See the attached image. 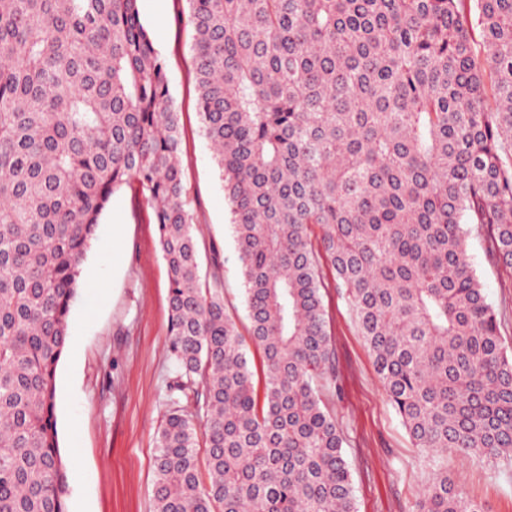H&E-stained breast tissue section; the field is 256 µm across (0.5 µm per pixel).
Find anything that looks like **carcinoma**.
<instances>
[{
    "label": "carcinoma",
    "instance_id": "cac0c4a2",
    "mask_svg": "<svg viewBox=\"0 0 512 512\" xmlns=\"http://www.w3.org/2000/svg\"><path fill=\"white\" fill-rule=\"evenodd\" d=\"M187 2L263 396L224 283L199 273L178 112L140 0H0V512H68L56 369L82 260L124 185L158 226L178 376L154 512H355L320 398L337 382L323 260L434 458L417 512H483L441 454L512 463V356L467 255L474 224L512 269V0Z\"/></svg>",
    "mask_w": 512,
    "mask_h": 512
}]
</instances>
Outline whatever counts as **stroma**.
Here are the masks:
<instances>
[{"mask_svg":"<svg viewBox=\"0 0 512 512\" xmlns=\"http://www.w3.org/2000/svg\"><path fill=\"white\" fill-rule=\"evenodd\" d=\"M186 0H141L164 57L181 127V164L194 215L200 275L224 277L240 333L250 322L231 214L197 110ZM484 231L468 241L472 268L512 354V269L486 257ZM338 389L323 402L344 438L356 512H415L432 463L389 403L333 274L323 271ZM169 282L154 213L124 186L103 212L81 266L69 342L56 372L55 419L67 465L68 512H153L156 432L176 369L169 354ZM443 465L484 512H512V467L448 451Z\"/></svg>","mask_w":512,"mask_h":512,"instance_id":"stroma-1","label":"stroma"}]
</instances>
